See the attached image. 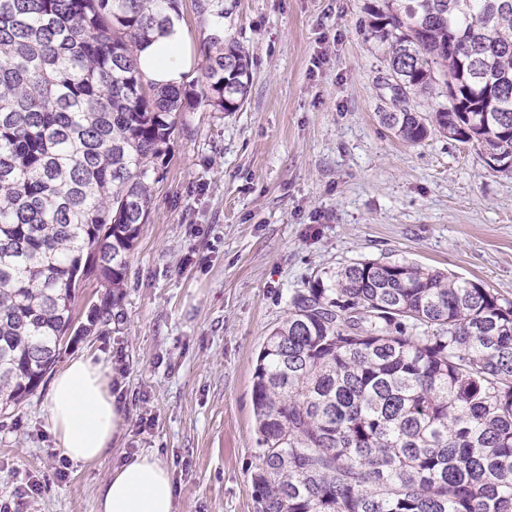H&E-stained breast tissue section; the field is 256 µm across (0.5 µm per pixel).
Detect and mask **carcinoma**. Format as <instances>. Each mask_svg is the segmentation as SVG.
<instances>
[{"label": "carcinoma", "mask_w": 512, "mask_h": 512, "mask_svg": "<svg viewBox=\"0 0 512 512\" xmlns=\"http://www.w3.org/2000/svg\"><path fill=\"white\" fill-rule=\"evenodd\" d=\"M224 17L223 0H197ZM179 0H0V413L107 327L180 113L236 112L252 61L220 32L191 84L136 50ZM400 140L477 143L512 173V0H381ZM427 102L428 114L409 105ZM105 289L75 324L77 287ZM260 512H512V298L359 261L295 291L253 380Z\"/></svg>", "instance_id": "1"}]
</instances>
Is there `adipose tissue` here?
Masks as SVG:
<instances>
[{
    "instance_id": "obj_1",
    "label": "adipose tissue",
    "mask_w": 512,
    "mask_h": 512,
    "mask_svg": "<svg viewBox=\"0 0 512 512\" xmlns=\"http://www.w3.org/2000/svg\"><path fill=\"white\" fill-rule=\"evenodd\" d=\"M138 66L145 82L180 83L191 67L189 38L180 21L164 35L139 48ZM121 409L92 357L73 358L53 378L47 425L62 454L76 463L101 459L116 440ZM169 467L153 454H142L113 467L97 497V512H174Z\"/></svg>"
}]
</instances>
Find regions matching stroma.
<instances>
[{
    "label": "stroma",
    "mask_w": 512,
    "mask_h": 512,
    "mask_svg": "<svg viewBox=\"0 0 512 512\" xmlns=\"http://www.w3.org/2000/svg\"><path fill=\"white\" fill-rule=\"evenodd\" d=\"M376 2L224 0V36L252 60L248 98L182 114L118 321L60 355L104 364L123 411L114 449L56 473L43 380L0 415L11 512H95L112 467L143 453L170 467L175 512H259L253 373L296 290L379 260L512 298V175L475 145H410L381 123L395 105L368 28Z\"/></svg>",
    "instance_id": "obj_1"
}]
</instances>
